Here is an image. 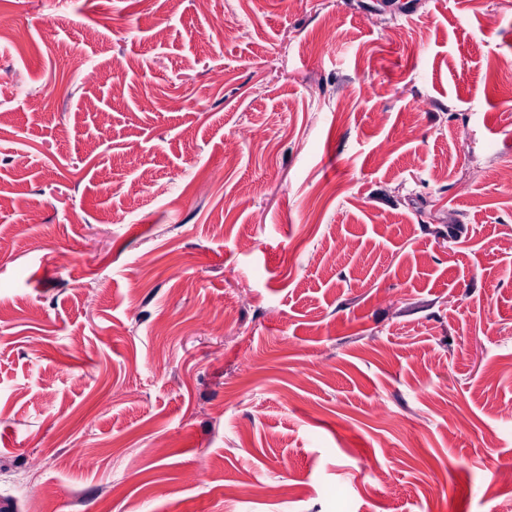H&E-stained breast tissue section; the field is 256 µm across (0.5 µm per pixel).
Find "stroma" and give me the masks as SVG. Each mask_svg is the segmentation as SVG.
Returning a JSON list of instances; mask_svg holds the SVG:
<instances>
[{
    "mask_svg": "<svg viewBox=\"0 0 512 512\" xmlns=\"http://www.w3.org/2000/svg\"><path fill=\"white\" fill-rule=\"evenodd\" d=\"M508 169L512 0H0V500L512 512Z\"/></svg>",
    "mask_w": 512,
    "mask_h": 512,
    "instance_id": "35a3bbf8",
    "label": "stroma"
}]
</instances>
